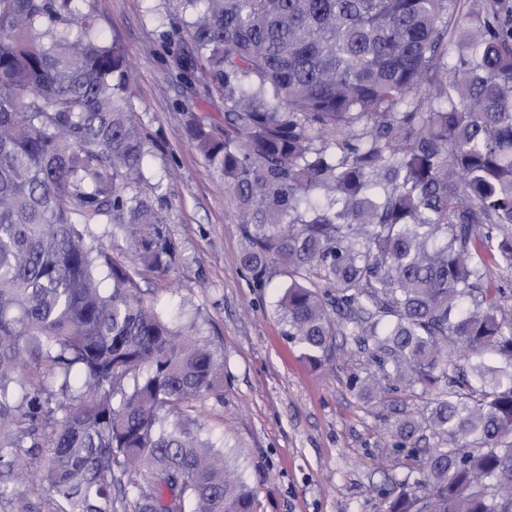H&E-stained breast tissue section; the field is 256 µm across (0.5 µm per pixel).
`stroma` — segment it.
Wrapping results in <instances>:
<instances>
[{"label":"stroma","instance_id":"stroma-1","mask_svg":"<svg viewBox=\"0 0 512 512\" xmlns=\"http://www.w3.org/2000/svg\"><path fill=\"white\" fill-rule=\"evenodd\" d=\"M165 7L104 0L98 20L102 39L126 51L134 118L182 256L168 275L142 273V296L194 322L223 356L224 386L199 400L196 414L256 490L258 512H380L382 491L414 479L400 456L378 470L381 446L395 418L419 412L429 396L359 397L350 380L369 356L358 343L315 368L284 336L277 307L284 277L253 286L239 262L244 240L224 182L186 133L192 114L223 127L224 101L172 70L160 25Z\"/></svg>","mask_w":512,"mask_h":512}]
</instances>
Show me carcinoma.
<instances>
[{"label":"carcinoma","instance_id":"carcinoma-1","mask_svg":"<svg viewBox=\"0 0 512 512\" xmlns=\"http://www.w3.org/2000/svg\"><path fill=\"white\" fill-rule=\"evenodd\" d=\"M166 2L173 64L224 99L188 135L253 285L286 277L285 336L313 366L372 345L365 396L433 394L392 424L417 477L382 512H512V0ZM130 95L94 7L0 0V508L256 512L194 414L223 358L94 232L179 266Z\"/></svg>","mask_w":512,"mask_h":512}]
</instances>
